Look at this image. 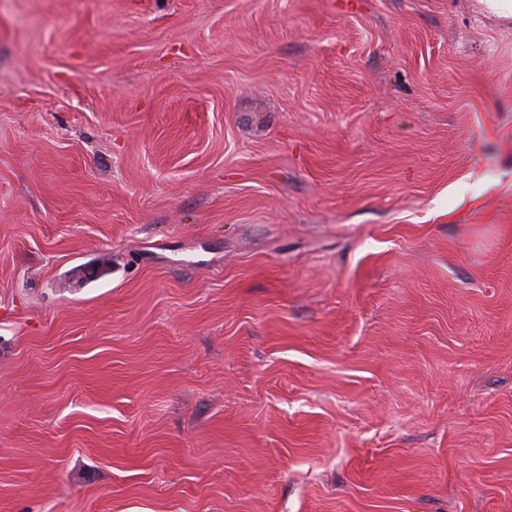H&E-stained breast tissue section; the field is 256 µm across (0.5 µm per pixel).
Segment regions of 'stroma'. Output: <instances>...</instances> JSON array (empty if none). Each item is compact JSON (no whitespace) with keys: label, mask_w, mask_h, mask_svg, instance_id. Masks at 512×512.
Here are the masks:
<instances>
[{"label":"stroma","mask_w":512,"mask_h":512,"mask_svg":"<svg viewBox=\"0 0 512 512\" xmlns=\"http://www.w3.org/2000/svg\"><path fill=\"white\" fill-rule=\"evenodd\" d=\"M0 512H512V13L0 0Z\"/></svg>","instance_id":"obj_1"}]
</instances>
